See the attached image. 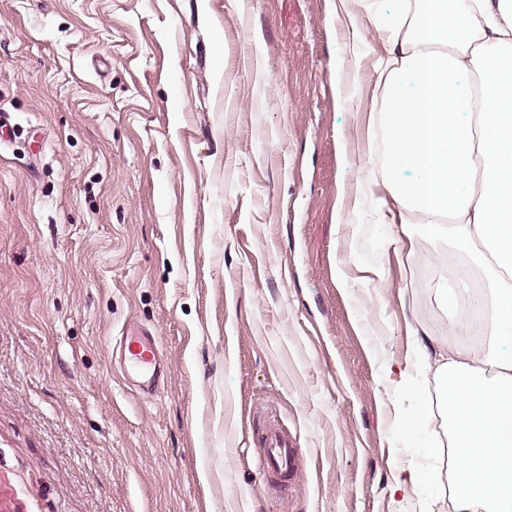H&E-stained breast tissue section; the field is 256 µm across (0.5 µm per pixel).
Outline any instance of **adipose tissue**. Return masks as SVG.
Listing matches in <instances>:
<instances>
[{"instance_id": "adipose-tissue-1", "label": "adipose tissue", "mask_w": 512, "mask_h": 512, "mask_svg": "<svg viewBox=\"0 0 512 512\" xmlns=\"http://www.w3.org/2000/svg\"><path fill=\"white\" fill-rule=\"evenodd\" d=\"M372 121L389 162L358 180L389 240L414 251L413 224H443L478 276L481 335L451 323L449 341L421 331L418 373L443 380L453 512H512V0H394ZM467 347L453 344L455 336Z\"/></svg>"}]
</instances>
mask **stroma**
<instances>
[{
	"instance_id": "1",
	"label": "stroma",
	"mask_w": 512,
	"mask_h": 512,
	"mask_svg": "<svg viewBox=\"0 0 512 512\" xmlns=\"http://www.w3.org/2000/svg\"><path fill=\"white\" fill-rule=\"evenodd\" d=\"M373 61L336 0H0V512H451L447 449L392 490L399 418L443 430L439 386L400 374L411 326L448 337L449 274L423 271L454 250L393 258L351 202ZM136 330L153 395L118 363ZM261 448L260 464L269 481L281 482L295 469L299 450L284 428L270 426L262 438Z\"/></svg>"
}]
</instances>
